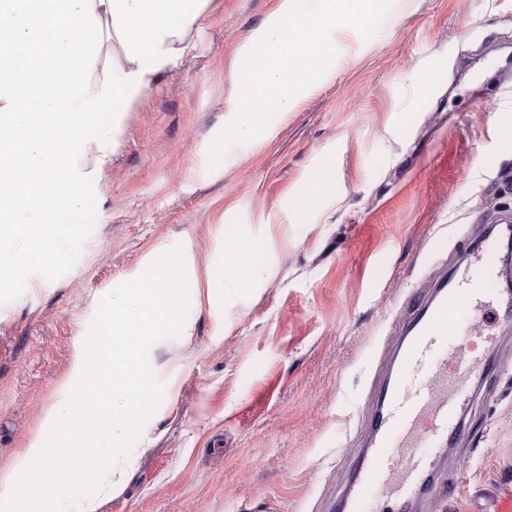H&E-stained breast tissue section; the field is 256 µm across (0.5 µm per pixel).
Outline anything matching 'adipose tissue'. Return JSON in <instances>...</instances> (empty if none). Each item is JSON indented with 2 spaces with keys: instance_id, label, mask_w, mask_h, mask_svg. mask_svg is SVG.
Instances as JSON below:
<instances>
[{
  "instance_id": "adipose-tissue-1",
  "label": "adipose tissue",
  "mask_w": 512,
  "mask_h": 512,
  "mask_svg": "<svg viewBox=\"0 0 512 512\" xmlns=\"http://www.w3.org/2000/svg\"><path fill=\"white\" fill-rule=\"evenodd\" d=\"M211 0H0V223L81 210L79 156L111 159L125 105L188 48ZM113 110L111 122L99 114Z\"/></svg>"
}]
</instances>
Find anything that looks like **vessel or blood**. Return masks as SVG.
I'll return each mask as SVG.
<instances>
[{
	"label": "vessel or blood",
	"mask_w": 512,
	"mask_h": 512,
	"mask_svg": "<svg viewBox=\"0 0 512 512\" xmlns=\"http://www.w3.org/2000/svg\"><path fill=\"white\" fill-rule=\"evenodd\" d=\"M511 239L508 222L493 237L477 230L462 237L457 246L466 265L443 270L430 289L406 301L370 444L355 461L342 512H413L426 493L458 494L456 481L440 477L442 457L467 434L471 379L496 368L494 347L476 350L470 338L499 310L512 308V290L492 287L498 243Z\"/></svg>",
	"instance_id": "vessel-or-blood-1"
}]
</instances>
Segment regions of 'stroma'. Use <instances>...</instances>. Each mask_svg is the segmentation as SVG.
<instances>
[{"instance_id":"35a3bbf8","label":"stroma","mask_w":512,"mask_h":512,"mask_svg":"<svg viewBox=\"0 0 512 512\" xmlns=\"http://www.w3.org/2000/svg\"><path fill=\"white\" fill-rule=\"evenodd\" d=\"M277 2L213 0L178 67L126 107L76 235L43 262L31 237L0 247V471L64 404L98 300L180 242L191 336L151 347L165 399L99 512H337L406 297L464 260L439 240L512 217V0H394L374 38L337 32L329 72L209 168L235 56ZM241 241L262 250L254 276L206 295ZM487 331L504 354L475 385L478 436L443 465L463 489L419 512H493L512 483V324Z\"/></svg>"}]
</instances>
